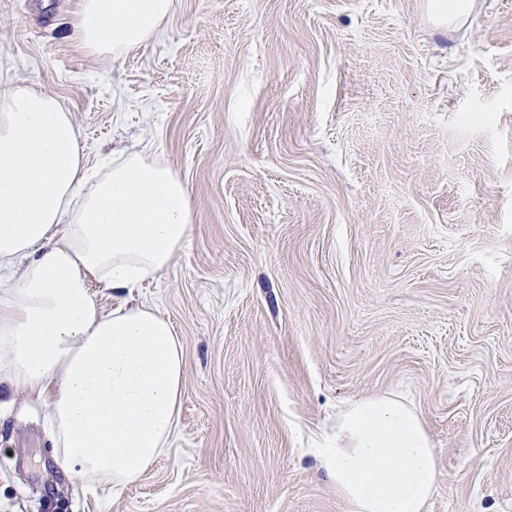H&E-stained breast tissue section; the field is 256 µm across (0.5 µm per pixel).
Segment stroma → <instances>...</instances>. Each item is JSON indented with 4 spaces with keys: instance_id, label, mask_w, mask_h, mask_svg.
Instances as JSON below:
<instances>
[{
    "instance_id": "stroma-1",
    "label": "stroma",
    "mask_w": 512,
    "mask_h": 512,
    "mask_svg": "<svg viewBox=\"0 0 512 512\" xmlns=\"http://www.w3.org/2000/svg\"><path fill=\"white\" fill-rule=\"evenodd\" d=\"M175 0L118 61L80 0H0V93L72 112L90 161L152 145L192 230L133 303L185 352L178 432L132 485L51 453L0 385V512H349L313 451L364 397L413 406L429 512H512V0Z\"/></svg>"
}]
</instances>
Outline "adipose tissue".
Instances as JSON below:
<instances>
[{
	"instance_id": "ef3b65f1",
	"label": "adipose tissue",
	"mask_w": 512,
	"mask_h": 512,
	"mask_svg": "<svg viewBox=\"0 0 512 512\" xmlns=\"http://www.w3.org/2000/svg\"><path fill=\"white\" fill-rule=\"evenodd\" d=\"M174 0H81L72 37L119 59L155 39ZM191 231L190 189L149 148L90 166L72 113L34 84L0 94V382L51 395L57 461L85 481L138 482L170 447L184 350L168 318L126 295ZM118 293L103 311L90 283ZM350 512H427L438 483L416 410L353 403L317 451Z\"/></svg>"
}]
</instances>
